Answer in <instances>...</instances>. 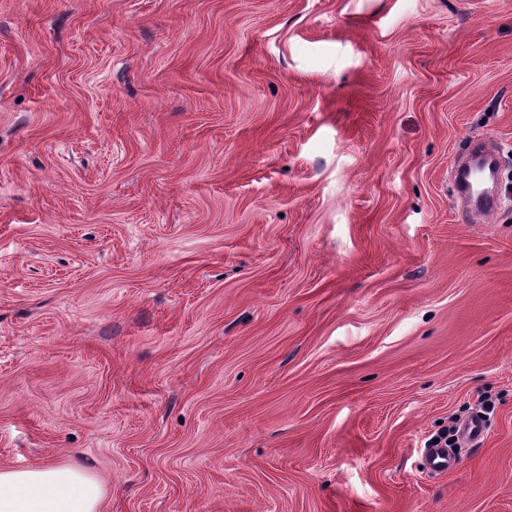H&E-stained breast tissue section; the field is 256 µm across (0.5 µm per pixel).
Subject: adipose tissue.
Masks as SVG:
<instances>
[{"mask_svg":"<svg viewBox=\"0 0 512 512\" xmlns=\"http://www.w3.org/2000/svg\"><path fill=\"white\" fill-rule=\"evenodd\" d=\"M103 487L66 465L0 469V512H99Z\"/></svg>","mask_w":512,"mask_h":512,"instance_id":"obj_1","label":"adipose tissue"}]
</instances>
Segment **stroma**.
Wrapping results in <instances>:
<instances>
[{
	"instance_id": "obj_1",
	"label": "stroma",
	"mask_w": 512,
	"mask_h": 512,
	"mask_svg": "<svg viewBox=\"0 0 512 512\" xmlns=\"http://www.w3.org/2000/svg\"><path fill=\"white\" fill-rule=\"evenodd\" d=\"M52 463L101 512H512V0H0V469ZM487 435L486 421L476 413L464 420L460 426L462 444L468 448L480 447ZM434 439H438V443H433ZM432 447L441 448H424L423 460L426 467L435 472H452L459 468L461 465V458L458 456L448 454V449L452 451H458L462 448H448L455 447L448 444V435H441L436 438H432L429 443ZM448 448V449H447Z\"/></svg>"
}]
</instances>
